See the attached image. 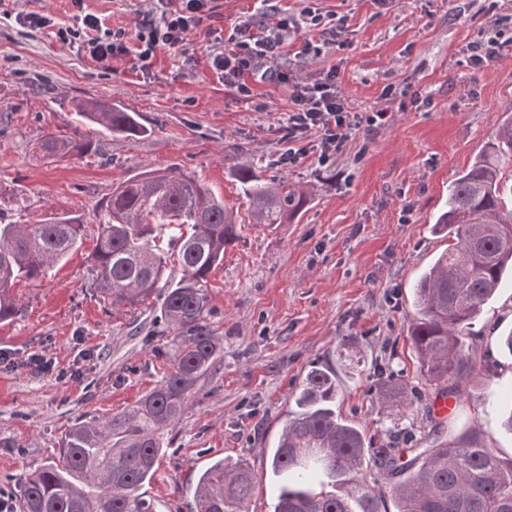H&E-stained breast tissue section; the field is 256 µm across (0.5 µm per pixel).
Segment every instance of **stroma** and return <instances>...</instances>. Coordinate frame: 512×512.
I'll return each instance as SVG.
<instances>
[{"label":"stroma","mask_w":512,"mask_h":512,"mask_svg":"<svg viewBox=\"0 0 512 512\" xmlns=\"http://www.w3.org/2000/svg\"><path fill=\"white\" fill-rule=\"evenodd\" d=\"M346 17L344 49L323 48L315 32L292 38L288 71L304 79L336 68L352 111L386 108L388 123L356 131L332 164L316 148L292 166L278 119L288 87L253 80L240 99L218 80L209 53L249 16L298 15L302 0H215L185 55L158 51L148 67L134 57L103 66L60 43L58 28L79 11L102 28L134 31L150 0H5L0 5V221L32 224L50 212L79 218L80 248L46 278L23 282L21 307L0 322V496L15 498L35 470L54 462L69 428L95 423L134 404L170 367L171 332L160 299L112 311L92 296L91 254L113 185L136 173L175 168L195 175L237 213L238 240L208 279V319L223 353L163 437L157 472L140 492L155 512H190L197 478L214 461L247 460L257 480L251 512H273L283 478L270 453L292 411L291 398L312 367L334 369L336 413L372 447L406 433H428L440 417L439 386L426 380L413 352L411 289L452 240L432 226L448 204V187L472 163L503 119L512 116V43L489 67L465 66L463 50L494 18L512 15V0H318ZM50 17L43 28L16 15ZM434 106L415 110L414 94ZM98 100L134 112L145 133L113 138L76 115ZM90 139L84 154L46 160L33 147L45 135ZM251 165L265 182L306 189L307 205L287 223L249 221L237 179ZM512 332V281L484 306L468 342L489 379H474L470 405L454 407L442 441L479 433L499 456H512V355L500 345ZM356 337L360 371L347 372L339 342ZM47 373L29 366L33 357ZM392 380L413 400L396 412L378 387Z\"/></svg>","instance_id":"obj_1"}]
</instances>
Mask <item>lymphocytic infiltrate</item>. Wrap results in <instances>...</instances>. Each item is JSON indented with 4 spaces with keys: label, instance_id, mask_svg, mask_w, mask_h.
Returning a JSON list of instances; mask_svg holds the SVG:
<instances>
[{
    "label": "lymphocytic infiltrate",
    "instance_id": "lymphocytic-infiltrate-1",
    "mask_svg": "<svg viewBox=\"0 0 512 512\" xmlns=\"http://www.w3.org/2000/svg\"><path fill=\"white\" fill-rule=\"evenodd\" d=\"M212 11V0H153L152 9L139 20L136 34L123 29L102 31L99 18L87 13L76 25L58 28L57 37L61 43L77 47L103 65L130 54L146 63L158 50H182L189 35ZM300 15L297 22L282 17L270 23L257 20L240 23L224 47L212 50L210 63L225 87L246 100L253 93L251 77L287 84L292 107L283 119V126L293 147L283 161L294 164L297 144L314 137L318 140V160L325 165L335 158L354 131L384 124L389 114L383 109L350 111L335 70H328L311 82L296 80L289 74L283 61L284 48L299 29L334 37L346 27L345 18L330 19L309 4Z\"/></svg>",
    "mask_w": 512,
    "mask_h": 512
}]
</instances>
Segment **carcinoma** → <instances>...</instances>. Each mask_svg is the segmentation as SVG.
<instances>
[{
    "instance_id": "cac0c4a2",
    "label": "carcinoma",
    "mask_w": 512,
    "mask_h": 512,
    "mask_svg": "<svg viewBox=\"0 0 512 512\" xmlns=\"http://www.w3.org/2000/svg\"><path fill=\"white\" fill-rule=\"evenodd\" d=\"M77 112L117 138L138 133L134 114L101 101ZM91 149L86 139L46 137V158ZM254 224H283L299 212L306 191L264 182L250 166L239 168ZM512 119L502 122L471 166L448 189V209L435 225L456 239L414 284L409 325L421 373L468 401L472 379L487 375L469 352L472 321L512 272ZM93 252V295L113 308L145 305L163 288L161 318L172 329L171 367L164 378L126 411L95 424L71 427L56 462L32 473L20 489L22 512H153L139 493L151 480L164 431L174 426L197 383L222 348L208 323V276L224 261L238 224L224 200L191 175L164 169L134 174L113 187ZM83 222L50 213L36 224L0 223V322L17 317L12 288L37 281L77 248ZM339 356L356 370L364 355L353 336ZM336 372L314 367L292 394L272 453V468L286 477L274 512H382L391 497L395 512H512V458L503 459L472 434L455 443L407 438L402 444L365 447L355 426L339 420ZM381 396L400 408L411 401L395 386ZM413 457L404 462L403 455ZM397 481L388 489L359 479L367 455ZM256 486L245 460L221 459L199 476L193 512H249Z\"/></svg>"
}]
</instances>
